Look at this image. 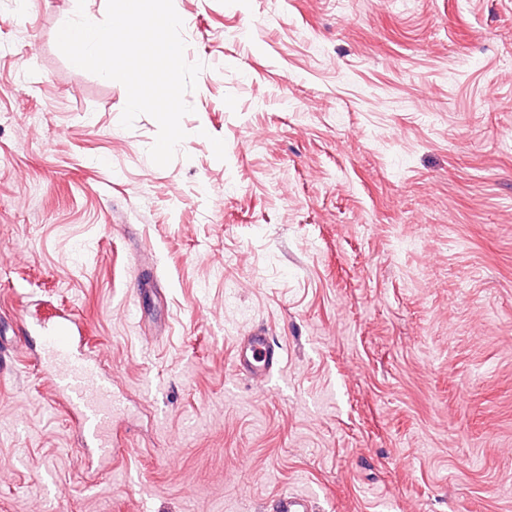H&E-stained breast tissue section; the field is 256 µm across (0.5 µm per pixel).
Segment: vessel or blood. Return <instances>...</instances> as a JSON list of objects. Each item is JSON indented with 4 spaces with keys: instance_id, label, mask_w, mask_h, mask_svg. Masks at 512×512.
<instances>
[{
    "instance_id": "obj_1",
    "label": "vessel or blood",
    "mask_w": 512,
    "mask_h": 512,
    "mask_svg": "<svg viewBox=\"0 0 512 512\" xmlns=\"http://www.w3.org/2000/svg\"><path fill=\"white\" fill-rule=\"evenodd\" d=\"M81 330L82 324L74 315H59L41 337L43 359L52 383L53 402L77 418L84 441L100 459L108 461L118 451L112 432V417L118 407L112 396L111 378L97 372L92 352L75 345V335ZM281 361L282 346L265 328L240 337L233 359L237 372L262 392L268 390ZM270 512H318V508L313 496L287 490L274 499Z\"/></svg>"
}]
</instances>
